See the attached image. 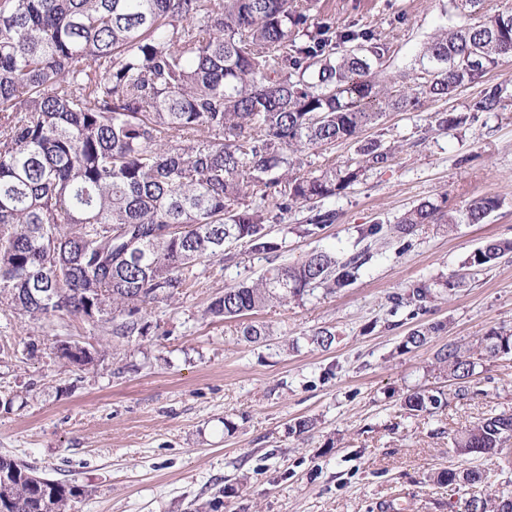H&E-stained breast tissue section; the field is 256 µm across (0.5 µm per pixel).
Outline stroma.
<instances>
[{
  "label": "stroma",
  "mask_w": 512,
  "mask_h": 512,
  "mask_svg": "<svg viewBox=\"0 0 512 512\" xmlns=\"http://www.w3.org/2000/svg\"><path fill=\"white\" fill-rule=\"evenodd\" d=\"M312 15L389 40L384 73L408 86L422 47L461 20L451 0H315ZM488 86L500 87V110L474 111ZM442 112L466 121L445 129ZM362 138L390 158L321 201L334 224L304 235L310 211L293 207L271 226L279 251L234 245L225 263L199 264L194 287L144 311V335L118 341L79 320L37 323L0 306V454L87 488L72 512H189L218 491L220 512H380L387 501L448 512L450 491L429 475L458 466L452 440L478 417L512 411L511 356L481 359L465 399L432 367L443 345L473 351L490 329L512 327V254L487 270L464 267L485 240L512 239V57L452 98L385 112ZM486 196L499 206L483 223L425 224L403 238L394 230L422 201L462 211ZM371 224L380 232L363 236ZM364 249L372 258L349 286L258 312L271 331L265 343L243 341L237 320L206 313L225 288L270 266ZM450 274L462 275L461 286L426 311L394 309L393 295ZM429 323L440 331L400 353L408 332ZM322 329L335 336L326 350L308 341ZM64 342L95 350L93 366H62L55 352ZM417 390L443 391L448 404L410 415L403 401ZM302 419L314 426L301 434Z\"/></svg>",
  "instance_id": "obj_1"
}]
</instances>
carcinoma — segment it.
<instances>
[{
    "mask_svg": "<svg viewBox=\"0 0 512 512\" xmlns=\"http://www.w3.org/2000/svg\"><path fill=\"white\" fill-rule=\"evenodd\" d=\"M452 2L466 22L423 47L419 82L406 88L380 71L389 42L371 28L313 25L312 0H0V303L33 321L107 324L127 339L144 335L147 306L193 287L194 267L224 257L225 246L277 251L270 224L278 215L345 192L389 158L373 141L359 157L301 177L299 152L356 139L421 95L448 98L512 57L511 10L489 15L484 0ZM499 104L491 89L473 108ZM497 206L484 197L456 215L443 201H424L395 231L480 224ZM334 221L318 210L303 232ZM508 252L511 240L491 239L467 265L487 268ZM369 259L366 250L344 260L314 251L224 289L206 313L240 318L318 287L344 288ZM434 285L451 289L455 276L396 295L395 306L424 308ZM269 335L263 324L240 326L249 343ZM428 337L429 329H413L400 349ZM480 346L491 358L512 355V329H491ZM57 357L77 367L95 360L64 343ZM435 360L455 397H468L478 359L448 344ZM447 404L442 392L404 400L415 416ZM509 439L511 412L484 415L454 440L462 465L433 482L488 484L469 461L495 456L511 468L502 455ZM11 465L0 512H70L87 493L37 481L33 466L1 454L0 469ZM504 499L480 491L456 512H512Z\"/></svg>",
    "mask_w": 512,
    "mask_h": 512,
    "instance_id": "obj_1",
    "label": "carcinoma"
}]
</instances>
